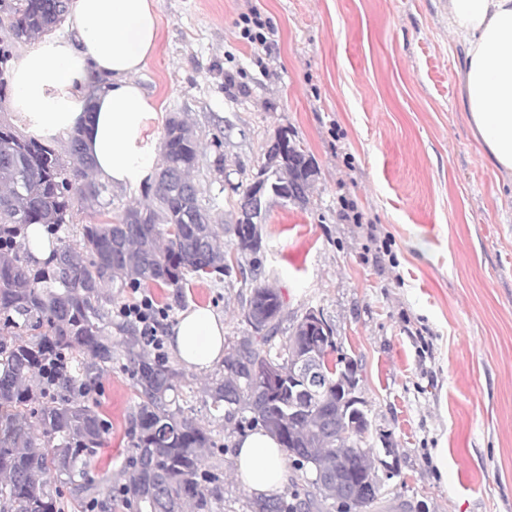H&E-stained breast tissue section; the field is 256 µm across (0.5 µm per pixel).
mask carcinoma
Listing matches in <instances>:
<instances>
[{
    "mask_svg": "<svg viewBox=\"0 0 512 512\" xmlns=\"http://www.w3.org/2000/svg\"><path fill=\"white\" fill-rule=\"evenodd\" d=\"M67 0H0V24L17 42L53 31ZM192 129L168 122L155 184L156 204L129 208L113 219L83 224L79 239L58 232L73 219L74 204L92 212L107 205V187L90 179L93 161L80 132L68 137L66 156L0 123V512H65L59 490L74 501L112 497V486L88 475L110 428L93 406L92 393L112 367V330L121 337L140 399L133 417L135 441L125 506L129 512H214L221 484L206 468L216 456L212 430L185 414L179 400L182 372L147 353L133 323L112 316L111 286L180 288L186 277H221L238 271L251 288L244 321L252 334L232 349L210 379V408L230 421L243 412L284 448L306 482L303 505L336 501L335 486L318 485L317 464L336 457V430L319 425L336 415V380L347 374L333 327L298 331L273 349L284 309L280 292L266 283L262 234L243 224H214L201 203ZM275 180L276 198L304 205L317 171L305 151L287 139L286 162ZM298 195H288V182ZM40 224L56 236L52 257L35 261L24 249L27 228ZM231 233L236 253L224 248ZM318 352L321 380L288 373L306 346ZM355 428L348 460L374 466L367 447L370 421L363 405L341 409ZM42 429L36 435V429Z\"/></svg>",
    "mask_w": 512,
    "mask_h": 512,
    "instance_id": "1",
    "label": "carcinoma"
}]
</instances>
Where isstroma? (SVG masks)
I'll list each match as a JSON object with an SVG mask.
<instances>
[{"label":"stroma","mask_w":512,"mask_h":512,"mask_svg":"<svg viewBox=\"0 0 512 512\" xmlns=\"http://www.w3.org/2000/svg\"><path fill=\"white\" fill-rule=\"evenodd\" d=\"M252 8L274 29L260 59L240 34ZM158 11V51L138 81L165 120L193 129L216 223H234L233 189L251 183L279 132L317 169L307 204L274 202L262 226L281 334L320 312L358 365L368 446L393 450L374 504L318 512H512V182L472 135L441 0H159ZM346 202L362 223L341 218ZM152 294L173 319L212 308L225 348L251 332L240 275ZM182 372V407L222 446L215 512H255L262 496L234 460L252 423L214 420L210 371ZM98 389L112 432L89 474L120 485L139 403L122 358Z\"/></svg>","instance_id":"obj_1"}]
</instances>
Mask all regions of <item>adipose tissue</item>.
Here are the masks:
<instances>
[{
	"label": "adipose tissue",
	"mask_w": 512,
	"mask_h": 512,
	"mask_svg": "<svg viewBox=\"0 0 512 512\" xmlns=\"http://www.w3.org/2000/svg\"><path fill=\"white\" fill-rule=\"evenodd\" d=\"M71 33L34 40L9 70L10 108L26 134L46 141L80 131L94 174L114 186L153 183L151 132L158 106L137 81L159 41L157 0H69ZM448 27L463 46L462 103L492 166L512 175V0H448ZM175 354L199 370L224 356V323L208 308L170 327ZM237 473L273 493L288 478L283 450L265 430L241 437Z\"/></svg>",
	"instance_id": "adipose-tissue-1"
}]
</instances>
